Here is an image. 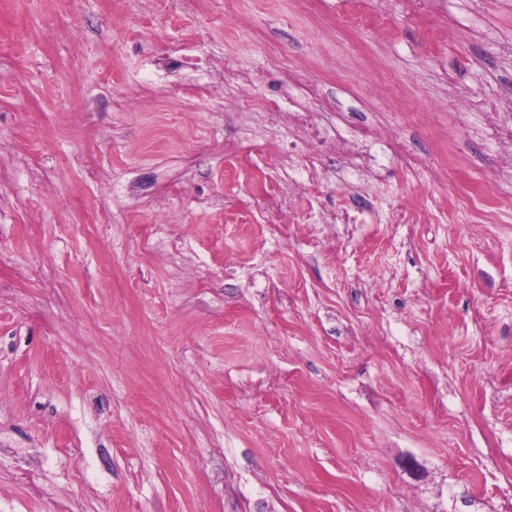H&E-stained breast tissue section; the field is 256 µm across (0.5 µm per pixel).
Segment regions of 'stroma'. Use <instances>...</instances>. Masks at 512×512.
<instances>
[{"mask_svg": "<svg viewBox=\"0 0 512 512\" xmlns=\"http://www.w3.org/2000/svg\"><path fill=\"white\" fill-rule=\"evenodd\" d=\"M379 2L0 0V512H512V0ZM224 84L231 85L237 91V95L232 103L236 104L242 111L245 108L244 97L246 88L252 85L251 76L235 69L232 60H226L224 62ZM352 136L361 141L384 140L387 141L393 153L404 157L405 148L402 139L398 134H386L377 126L362 125L353 129Z\"/></svg>", "mask_w": 512, "mask_h": 512, "instance_id": "stroma-1", "label": "stroma"}]
</instances>
